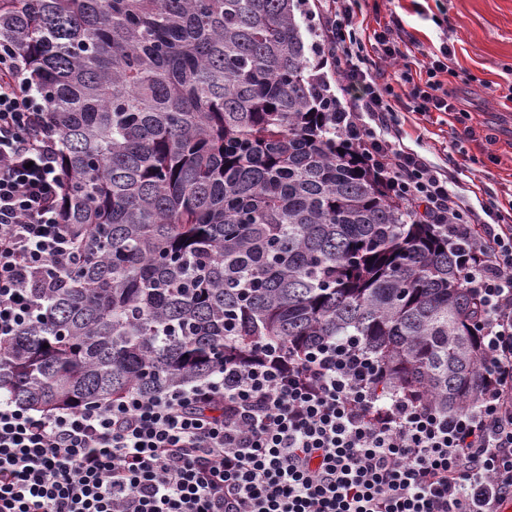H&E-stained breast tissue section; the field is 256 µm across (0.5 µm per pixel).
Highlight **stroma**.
I'll use <instances>...</instances> for the list:
<instances>
[{
    "label": "stroma",
    "instance_id": "1",
    "mask_svg": "<svg viewBox=\"0 0 512 512\" xmlns=\"http://www.w3.org/2000/svg\"><path fill=\"white\" fill-rule=\"evenodd\" d=\"M369 29L398 17L425 47L448 43L459 74L453 89L478 138L453 135L451 116L396 114L405 146L447 167L474 211L512 200V0H359Z\"/></svg>",
    "mask_w": 512,
    "mask_h": 512
}]
</instances>
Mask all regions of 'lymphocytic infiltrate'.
I'll list each match as a JSON object with an SVG mask.
<instances>
[{"label": "lymphocytic infiltrate", "mask_w": 512, "mask_h": 512, "mask_svg": "<svg viewBox=\"0 0 512 512\" xmlns=\"http://www.w3.org/2000/svg\"><path fill=\"white\" fill-rule=\"evenodd\" d=\"M346 101L336 127L425 223L444 224L483 303L482 396L443 416L381 397L352 336L304 357L260 344L243 362L153 396L43 413L0 396V512H500L512 502V213H476L447 169L400 144L402 105L476 129L448 82L453 49L407 70L400 19L365 46L357 0H316ZM401 67L400 87L377 71ZM27 68L0 42V341L40 315L74 257L57 133Z\"/></svg>", "instance_id": "obj_1"}]
</instances>
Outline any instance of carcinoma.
<instances>
[{"mask_svg": "<svg viewBox=\"0 0 512 512\" xmlns=\"http://www.w3.org/2000/svg\"><path fill=\"white\" fill-rule=\"evenodd\" d=\"M308 17L306 0H0L82 254L0 344L4 396L105 404L258 343L301 356L356 336L381 396L442 415L479 403L463 259L336 130Z\"/></svg>", "mask_w": 512, "mask_h": 512, "instance_id": "1", "label": "carcinoma"}]
</instances>
